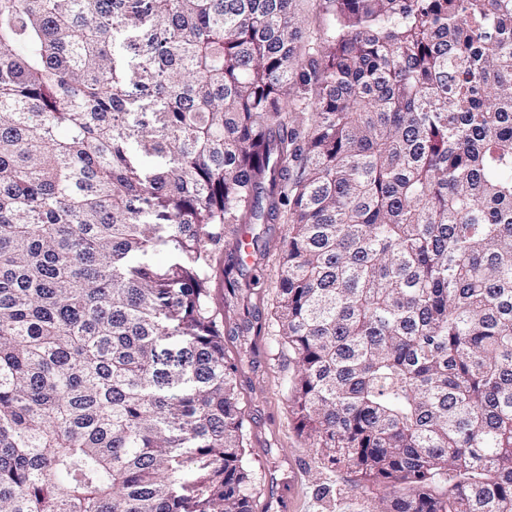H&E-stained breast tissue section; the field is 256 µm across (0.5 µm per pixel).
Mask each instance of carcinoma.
<instances>
[{
    "label": "carcinoma",
    "instance_id": "carcinoma-1",
    "mask_svg": "<svg viewBox=\"0 0 512 512\" xmlns=\"http://www.w3.org/2000/svg\"><path fill=\"white\" fill-rule=\"evenodd\" d=\"M300 2L0 0V512H254L210 283L260 218L315 453L512 512V0H326L304 52Z\"/></svg>",
    "mask_w": 512,
    "mask_h": 512
}]
</instances>
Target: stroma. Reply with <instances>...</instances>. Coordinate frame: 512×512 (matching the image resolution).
Instances as JSON below:
<instances>
[{"label": "stroma", "instance_id": "stroma-1", "mask_svg": "<svg viewBox=\"0 0 512 512\" xmlns=\"http://www.w3.org/2000/svg\"><path fill=\"white\" fill-rule=\"evenodd\" d=\"M245 230L252 239V254L250 262L239 266L238 296H227L224 288V260L233 251L229 244L213 260L210 291L224 320L225 354L238 367L247 448L261 488L256 512H278L275 495L289 484L295 487L293 512H378L383 487L355 486L347 470L321 462L310 440L299 432L290 407L296 364L275 322L279 253L287 226L260 220ZM256 278L262 281L257 288L252 285ZM247 305L258 311V323L247 321L243 311Z\"/></svg>", "mask_w": 512, "mask_h": 512}]
</instances>
